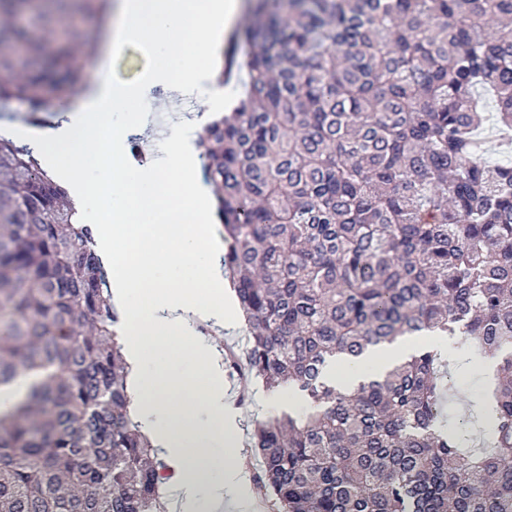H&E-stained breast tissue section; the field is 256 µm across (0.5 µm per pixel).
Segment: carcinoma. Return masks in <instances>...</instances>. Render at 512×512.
Segmentation results:
<instances>
[{"label":"carcinoma","instance_id":"obj_1","mask_svg":"<svg viewBox=\"0 0 512 512\" xmlns=\"http://www.w3.org/2000/svg\"><path fill=\"white\" fill-rule=\"evenodd\" d=\"M104 0H0V108L66 97L81 70L49 44ZM247 89L204 124V174L250 333L247 369L309 403L258 421L277 512H512V163H491L477 89L512 139V0L258 5ZM27 146L0 138V387L48 372L0 412V512H166L168 467L128 412L88 224ZM434 336L499 360L482 447L444 420L455 391ZM404 337L409 359L342 391L336 357Z\"/></svg>","mask_w":512,"mask_h":512}]
</instances>
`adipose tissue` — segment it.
Returning <instances> with one entry per match:
<instances>
[{
  "label": "adipose tissue",
  "mask_w": 512,
  "mask_h": 512,
  "mask_svg": "<svg viewBox=\"0 0 512 512\" xmlns=\"http://www.w3.org/2000/svg\"><path fill=\"white\" fill-rule=\"evenodd\" d=\"M242 0H113L97 47L102 54L136 44L166 49L160 62L135 83L114 80L101 67L82 89L76 114L61 125L32 131L31 148L55 181L85 203L108 197L112 211L95 225L98 250L121 312L122 349L129 376L130 411L145 435L174 462L171 477L185 512H235L247 472L239 452L238 413L226 400L221 366L195 340L192 319L223 323L232 306L216 244L206 230L207 191L194 163L195 146L183 129L172 130L166 159L149 168L126 162L127 138L109 130L107 116L125 112L142 126L138 104L151 87L169 102L204 87L206 106L223 89L210 83L222 64L224 37ZM97 163L101 177L84 169ZM123 228L130 251L112 245V225ZM413 351L409 342L377 348L359 360L337 361V385L355 387L367 368L384 371Z\"/></svg>",
  "instance_id": "1"
}]
</instances>
